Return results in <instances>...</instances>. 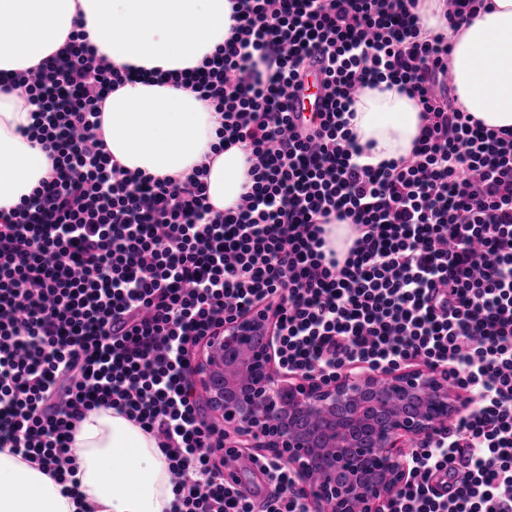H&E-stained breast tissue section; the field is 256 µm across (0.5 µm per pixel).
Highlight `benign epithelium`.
<instances>
[{
	"label": "benign epithelium",
	"mask_w": 512,
	"mask_h": 512,
	"mask_svg": "<svg viewBox=\"0 0 512 512\" xmlns=\"http://www.w3.org/2000/svg\"><path fill=\"white\" fill-rule=\"evenodd\" d=\"M274 330L251 314L224 326L193 364L194 383L243 448L290 463L312 512H385L406 473L403 448L437 435L464 409L441 375L409 370L336 380L291 376L275 363Z\"/></svg>",
	"instance_id": "benign-epithelium-1"
}]
</instances>
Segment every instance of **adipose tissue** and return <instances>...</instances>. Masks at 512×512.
Segmentation results:
<instances>
[{"label": "adipose tissue", "instance_id": "1", "mask_svg": "<svg viewBox=\"0 0 512 512\" xmlns=\"http://www.w3.org/2000/svg\"><path fill=\"white\" fill-rule=\"evenodd\" d=\"M486 9L450 32L444 0H420L422 36L448 34L455 105L487 127L512 131V0H485ZM0 72L36 67L83 25L99 54L114 65L164 71L194 68L230 35V0H0ZM351 128L376 165L408 157L419 134L420 109L397 89H364ZM30 107L0 94V209L17 204L47 176L52 162L23 137ZM212 107L181 87L132 81L103 103L107 150L125 167L179 178L209 162V197L225 210L246 191L247 154L240 145L211 155ZM78 465L75 496L37 465L0 451V512H168L173 499L167 462L139 426L100 408L78 423L72 443Z\"/></svg>", "mask_w": 512, "mask_h": 512}]
</instances>
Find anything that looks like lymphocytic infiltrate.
Instances as JSON below:
<instances>
[{"label":"lymphocytic infiltrate","instance_id":"obj_1","mask_svg":"<svg viewBox=\"0 0 512 512\" xmlns=\"http://www.w3.org/2000/svg\"><path fill=\"white\" fill-rule=\"evenodd\" d=\"M233 26L201 66H113L70 32L38 67L0 76L31 107L52 168L0 210V449L57 483L73 431L106 407L152 434L169 512H308L286 460L250 464L244 491L222 425L192 382L196 350L253 311L274 320L280 367L331 378L410 366L446 375L473 408L419 442L386 512H512V132L460 110L447 35L421 36L417 0H231ZM320 62L326 110L292 120L291 90ZM141 80L190 90L239 144L252 182L236 207L105 150L102 105ZM399 86L422 121L409 157L364 164L350 107ZM349 222L344 257L326 227Z\"/></svg>","mask_w":512,"mask_h":512}]
</instances>
